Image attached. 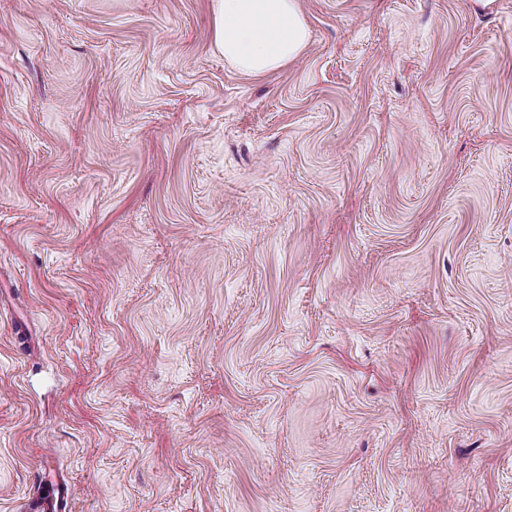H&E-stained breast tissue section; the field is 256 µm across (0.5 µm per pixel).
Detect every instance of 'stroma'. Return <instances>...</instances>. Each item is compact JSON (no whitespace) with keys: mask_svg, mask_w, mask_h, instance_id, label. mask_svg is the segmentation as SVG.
Masks as SVG:
<instances>
[{"mask_svg":"<svg viewBox=\"0 0 512 512\" xmlns=\"http://www.w3.org/2000/svg\"><path fill=\"white\" fill-rule=\"evenodd\" d=\"M300 3L0 0V512H512V0ZM212 13L215 48L244 74L276 71L309 42L299 0H212ZM27 512H71L72 489L65 480L46 481L29 498Z\"/></svg>","mask_w":512,"mask_h":512,"instance_id":"1","label":"stroma"}]
</instances>
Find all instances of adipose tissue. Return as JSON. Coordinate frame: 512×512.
<instances>
[{"label": "adipose tissue", "mask_w": 512, "mask_h": 512, "mask_svg": "<svg viewBox=\"0 0 512 512\" xmlns=\"http://www.w3.org/2000/svg\"><path fill=\"white\" fill-rule=\"evenodd\" d=\"M212 13L215 48L248 75L286 66L309 42L299 0H212Z\"/></svg>", "instance_id": "adipose-tissue-1"}]
</instances>
